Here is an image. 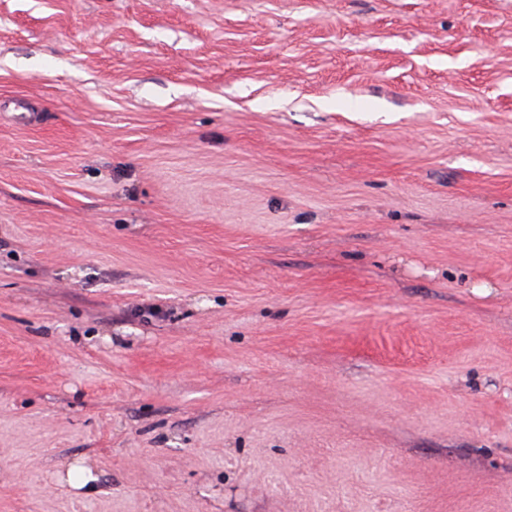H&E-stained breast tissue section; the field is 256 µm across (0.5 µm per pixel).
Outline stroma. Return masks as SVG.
Here are the masks:
<instances>
[{"instance_id":"obj_1","label":"stroma","mask_w":512,"mask_h":512,"mask_svg":"<svg viewBox=\"0 0 512 512\" xmlns=\"http://www.w3.org/2000/svg\"><path fill=\"white\" fill-rule=\"evenodd\" d=\"M0 512H512V0H0Z\"/></svg>"}]
</instances>
